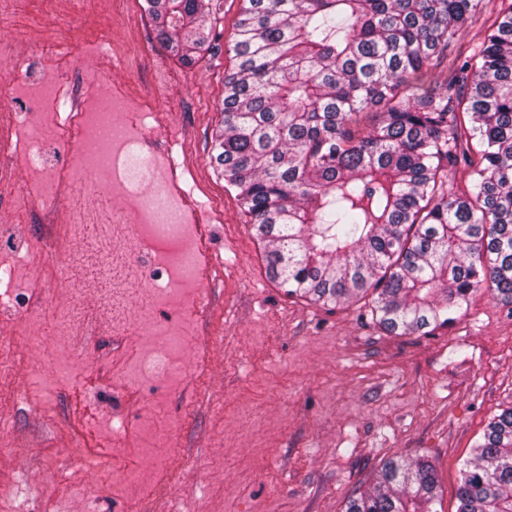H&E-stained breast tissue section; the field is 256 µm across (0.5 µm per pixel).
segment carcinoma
Listing matches in <instances>:
<instances>
[{
  "mask_svg": "<svg viewBox=\"0 0 512 512\" xmlns=\"http://www.w3.org/2000/svg\"><path fill=\"white\" fill-rule=\"evenodd\" d=\"M482 2L243 0L213 159L288 294L368 298L397 336L451 326L482 288L512 304V0L471 54L456 49ZM146 3L158 39L198 59L210 0ZM461 161L465 198L448 188ZM441 497L430 459L394 455L342 512H439ZM456 498L457 512H512V405Z\"/></svg>",
  "mask_w": 512,
  "mask_h": 512,
  "instance_id": "1",
  "label": "carcinoma"
}]
</instances>
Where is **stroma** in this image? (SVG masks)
<instances>
[{
    "mask_svg": "<svg viewBox=\"0 0 512 512\" xmlns=\"http://www.w3.org/2000/svg\"><path fill=\"white\" fill-rule=\"evenodd\" d=\"M218 3L220 52L184 65L157 41L145 0H0V56L11 62L0 73V135L13 146L0 161V225L38 239L26 195L47 189L63 151L55 135L71 122L69 107L48 99L30 125H15L19 96L82 74L88 98L121 89L148 137L175 128L178 173L211 209L209 245L226 261L202 314L183 290L144 312L160 271L127 265L111 195L77 181L64 277L27 255L12 278L49 282V299L25 315L0 305V361L11 365L0 372V512H341L393 455L427 456L442 512H456L464 463L512 405V306L482 289L452 327L395 336L361 304L312 303L267 278L250 218L211 162L243 0ZM48 41L40 70L33 58ZM200 316L210 340L197 378L146 383L130 364L115 391L84 373L68 334L108 318L128 327L141 357L177 330L188 364ZM75 448L108 465L107 498Z\"/></svg>",
    "mask_w": 512,
    "mask_h": 512,
    "instance_id": "stroma-1",
    "label": "stroma"
}]
</instances>
